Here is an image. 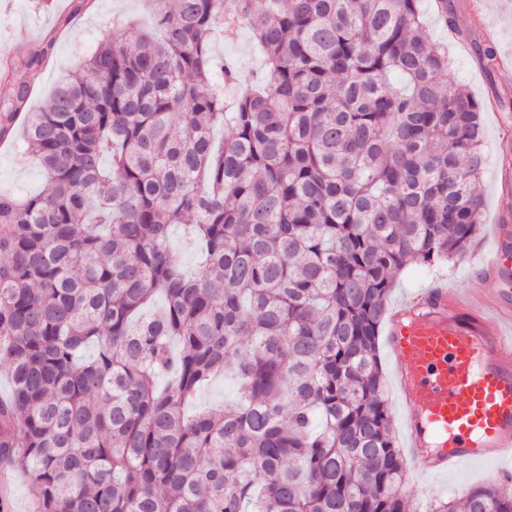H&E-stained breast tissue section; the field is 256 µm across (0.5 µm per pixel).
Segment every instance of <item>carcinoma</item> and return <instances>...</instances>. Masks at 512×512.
Listing matches in <instances>:
<instances>
[{
	"label": "carcinoma",
	"instance_id": "1",
	"mask_svg": "<svg viewBox=\"0 0 512 512\" xmlns=\"http://www.w3.org/2000/svg\"><path fill=\"white\" fill-rule=\"evenodd\" d=\"M154 2L45 107L27 82L45 55L0 105V141L21 127L46 178L0 190V461L34 512H407L380 329L400 272L480 235L485 104L421 0ZM431 4L461 37L453 0ZM241 24L266 77L229 106L211 47ZM475 52L498 68L495 43ZM222 376L235 399L190 410Z\"/></svg>",
	"mask_w": 512,
	"mask_h": 512
}]
</instances>
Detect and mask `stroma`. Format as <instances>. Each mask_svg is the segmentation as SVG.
Instances as JSON below:
<instances>
[{
    "label": "stroma",
    "instance_id": "stroma-1",
    "mask_svg": "<svg viewBox=\"0 0 512 512\" xmlns=\"http://www.w3.org/2000/svg\"><path fill=\"white\" fill-rule=\"evenodd\" d=\"M71 0H0V69L14 67L31 56L41 54L47 38L55 45L49 65L32 76L35 92L32 109H39L59 80L79 62L90 56L99 43L112 37V15L131 19L126 37H134L136 22L149 13L147 0H97L94 12L72 14ZM459 25L467 36L466 43L450 37L447 30L433 26L431 41L447 48L452 61L450 78L464 86L476 98L487 101L502 96L512 97V0H457ZM72 14L68 27H58L63 14ZM492 30L494 41L504 61L494 74H487L472 49L483 42L485 30ZM215 57L237 66V91H244L261 70V61L252 48L247 28H238L232 36L212 44ZM484 128L485 169L481 181L485 218H501L506 201L512 200V125L499 109L487 107L482 114ZM21 143L0 142V189L22 195L40 192L45 183L42 168L35 158H22ZM492 247L489 230H482L479 246L467 259H456L437 267L410 266L400 273L390 297L391 306L408 300L417 290L438 283L470 294L475 305H483L489 291L480 290L473 261L483 257ZM485 465H469L452 477L417 480L405 479L408 512H430L439 499L463 497L468 490L485 482Z\"/></svg>",
    "mask_w": 512,
    "mask_h": 512
}]
</instances>
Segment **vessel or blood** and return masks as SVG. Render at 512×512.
<instances>
[{
    "instance_id": "b4317fda",
    "label": "vessel or blood",
    "mask_w": 512,
    "mask_h": 512,
    "mask_svg": "<svg viewBox=\"0 0 512 512\" xmlns=\"http://www.w3.org/2000/svg\"><path fill=\"white\" fill-rule=\"evenodd\" d=\"M512 306H475L454 288H427L389 318L406 461L413 475L512 461Z\"/></svg>"
}]
</instances>
